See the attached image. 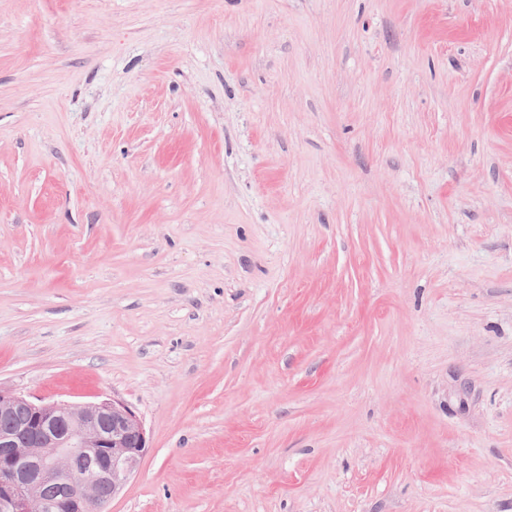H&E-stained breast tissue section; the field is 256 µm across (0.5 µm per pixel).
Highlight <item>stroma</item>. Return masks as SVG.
<instances>
[{
  "label": "stroma",
  "mask_w": 512,
  "mask_h": 512,
  "mask_svg": "<svg viewBox=\"0 0 512 512\" xmlns=\"http://www.w3.org/2000/svg\"><path fill=\"white\" fill-rule=\"evenodd\" d=\"M0 387L108 512H512V0H0ZM1 512H107L148 446L137 414L112 398L31 399L0 387Z\"/></svg>",
  "instance_id": "stroma-1"
}]
</instances>
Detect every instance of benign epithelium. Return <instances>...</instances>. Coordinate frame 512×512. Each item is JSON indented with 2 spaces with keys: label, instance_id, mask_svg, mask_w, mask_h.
I'll return each instance as SVG.
<instances>
[{
  "label": "benign epithelium",
  "instance_id": "1",
  "mask_svg": "<svg viewBox=\"0 0 512 512\" xmlns=\"http://www.w3.org/2000/svg\"><path fill=\"white\" fill-rule=\"evenodd\" d=\"M0 512H107L147 448L137 414L119 400L31 399L0 387Z\"/></svg>",
  "mask_w": 512,
  "mask_h": 512
}]
</instances>
